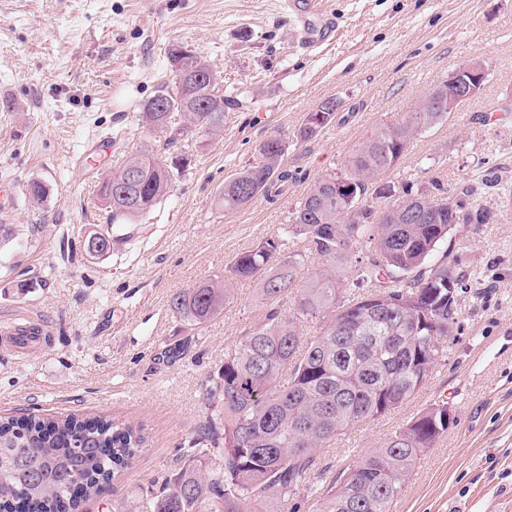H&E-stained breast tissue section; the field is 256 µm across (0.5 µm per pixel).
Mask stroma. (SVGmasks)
Returning a JSON list of instances; mask_svg holds the SVG:
<instances>
[{
    "mask_svg": "<svg viewBox=\"0 0 512 512\" xmlns=\"http://www.w3.org/2000/svg\"><path fill=\"white\" fill-rule=\"evenodd\" d=\"M335 40L297 44L279 0H0V322L32 314L48 344L0 350V415L108 414L143 424L148 444L84 512H136L135 493L179 463L205 421L204 384L262 309L256 284L234 299L174 364L158 354L189 336L169 302L223 273L239 252L278 233L316 180L341 166L374 126L412 110L459 65L487 71L480 93L422 131L389 174L440 180L451 193L474 180L489 220L457 224L434 255L466 273L448 359L395 412L353 427L323 449L326 477L379 447L431 401L455 422L406 483L393 512H512V218L499 213L512 184V0H325ZM188 44L224 79L238 106L220 135L172 146L142 128V103L170 79L165 49ZM337 101L336 121L297 137L307 113ZM288 145L293 180L277 201L237 213L214 207L225 180L265 139ZM191 155L169 196L132 222L107 223L99 199L125 154ZM45 185L41 202L26 198ZM109 251L89 257L92 230ZM121 311L124 324L112 327Z\"/></svg>",
    "mask_w": 512,
    "mask_h": 512,
    "instance_id": "stroma-1",
    "label": "stroma"
}]
</instances>
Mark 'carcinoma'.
I'll use <instances>...</instances> for the list:
<instances>
[{"mask_svg":"<svg viewBox=\"0 0 512 512\" xmlns=\"http://www.w3.org/2000/svg\"><path fill=\"white\" fill-rule=\"evenodd\" d=\"M166 58L171 80L142 105L138 121L161 133L176 112L187 134L223 132L235 100L222 79L183 43L169 44ZM446 118L420 102L373 127L297 201L278 235L237 254L224 274L173 295L171 310L198 333L222 314L238 281L258 280L263 313L206 380L210 415L190 439L193 455L154 480L158 488L141 496L139 512H290L300 495L313 498L312 512H392L426 450L448 431L446 401L394 429L322 492L313 479L323 449L404 405L448 359L467 275L431 258L459 217L484 224L487 211L471 187L450 202L438 182L428 188L386 179L415 136ZM335 121L334 112H309L298 136L313 139ZM286 150L278 136L261 142L224 183L216 206L229 215L259 195L283 194ZM190 162H169L152 149L126 156L101 182L112 221L152 212ZM134 170L139 188L114 195ZM342 178L354 184L351 200L336 192ZM372 186L386 204L354 208ZM302 318L316 322L314 333L298 327ZM147 439L142 425L104 415L0 418V512L19 505L80 512Z\"/></svg>","mask_w":512,"mask_h":512,"instance_id":"obj_1","label":"carcinoma"}]
</instances>
